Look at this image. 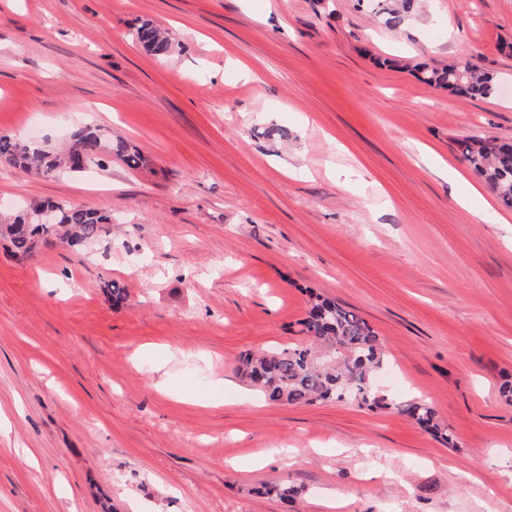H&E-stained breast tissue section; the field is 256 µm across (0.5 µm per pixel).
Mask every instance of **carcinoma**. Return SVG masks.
Masks as SVG:
<instances>
[{
	"label": "carcinoma",
	"instance_id": "obj_1",
	"mask_svg": "<svg viewBox=\"0 0 512 512\" xmlns=\"http://www.w3.org/2000/svg\"><path fill=\"white\" fill-rule=\"evenodd\" d=\"M377 8L385 15V25L397 29L417 13L418 0H396L393 5L377 0ZM133 37L153 55L166 56L171 51L170 35L149 22L142 23ZM414 71L423 83L453 96L486 99L497 88L493 74L468 59L442 67L418 64ZM458 147L463 161L485 181L499 203L512 209V143L473 135L458 141ZM112 155L133 170L147 165L138 149L113 140L112 134L95 126L78 130L60 152L0 134L1 160L44 176L59 171L81 173L102 166L103 159ZM111 224L112 215L105 212L47 199L32 202L16 214L0 211V239L9 243L12 253L26 256L54 240L82 248L109 234ZM301 326L305 343L242 355L236 367L240 377L274 403L301 406L346 400L368 410H392L452 443L425 399L402 398L380 387L377 378L390 368V361L367 320L334 300L311 293Z\"/></svg>",
	"mask_w": 512,
	"mask_h": 512
}]
</instances>
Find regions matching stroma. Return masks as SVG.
Returning <instances> with one entry per match:
<instances>
[{"label": "stroma", "instance_id": "35a3bbf8", "mask_svg": "<svg viewBox=\"0 0 512 512\" xmlns=\"http://www.w3.org/2000/svg\"><path fill=\"white\" fill-rule=\"evenodd\" d=\"M505 42L512 0H423L394 30L357 0H0V132L53 149L92 124L150 160L0 163V203L112 215L81 251L0 245V512H512V210L457 147L512 141ZM463 54L500 92L409 70ZM311 289L374 327L452 444L240 379L241 354L304 342ZM133 37L137 43L153 55L166 56L171 51L170 35L150 22H143L136 29Z\"/></svg>", "mask_w": 512, "mask_h": 512}]
</instances>
